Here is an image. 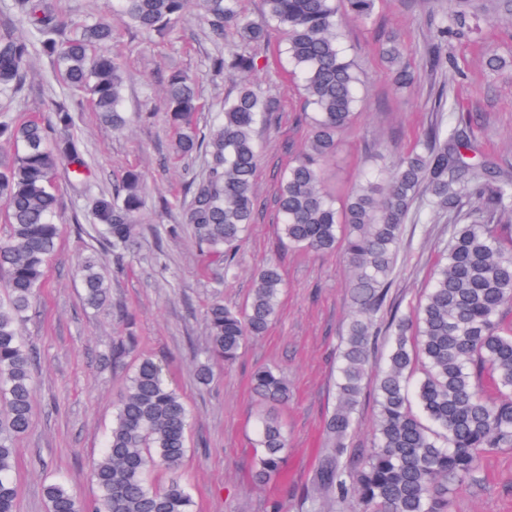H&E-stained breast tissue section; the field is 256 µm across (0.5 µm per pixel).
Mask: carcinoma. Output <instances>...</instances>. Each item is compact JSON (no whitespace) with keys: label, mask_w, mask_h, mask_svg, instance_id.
Wrapping results in <instances>:
<instances>
[{"label":"carcinoma","mask_w":512,"mask_h":512,"mask_svg":"<svg viewBox=\"0 0 512 512\" xmlns=\"http://www.w3.org/2000/svg\"><path fill=\"white\" fill-rule=\"evenodd\" d=\"M193 0H119V14L144 34L174 31ZM258 20L240 0H199L208 34L217 44L235 30L237 44L212 60L215 72H252L249 48L266 40L270 25L285 35L284 53L298 79L309 125L305 148L280 178L276 202L281 239L292 249H341L350 268L351 314L336 364V405L324 423L325 448L303 499L307 512H451L453 487L474 481L487 448L512 447V249L499 226L512 221V172L466 152L472 150L473 117L448 101V119L423 134L412 150L387 169H369L355 193L340 199L323 184V166L339 135L352 125L360 78L338 21L337 0H263ZM375 0H344L347 17L371 21ZM25 33L0 25V512H15L19 482L16 442L34 416L33 367L37 354L19 333L62 235L55 221L61 185L90 191V163L71 130L73 109L57 103L45 119L19 121L25 111L27 67L48 59L58 80L87 100L114 131L129 123L124 112L125 71L107 52L112 12L93 20L64 17L52 0H12ZM468 33L458 0H444L429 44L431 66L448 62L442 45ZM382 55L400 87L414 73L400 66L401 46L389 38ZM167 115L177 129L175 155L204 158L198 171L184 168L181 223L191 226L196 249L224 277L234 275L256 209L257 127L277 111L275 98L250 84L224 98L207 134L197 132L199 93L192 78L173 72L165 82ZM448 214L449 246L414 310L391 302L393 275L404 226L415 205ZM141 176L127 171L112 192L89 197L95 233L120 265L136 243L144 209ZM77 276L90 308L108 296L96 254L84 257ZM284 280L270 263L255 275L241 309L215 298L205 311L208 357L234 364L247 341L261 336L277 316ZM385 363L375 378L373 438L353 448L364 383L379 349ZM421 377L411 382L415 365ZM262 409L258 415L253 481L279 478L287 463L288 430L278 408L289 387L274 367L254 372ZM189 413L180 394L151 358L140 359L127 378L112 427L90 463L98 492L88 509L61 481L46 485L49 512H192L193 498L177 472L187 452ZM171 474L162 487L147 471Z\"/></svg>","instance_id":"cac0c4a2"}]
</instances>
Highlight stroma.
Returning <instances> with one entry per match:
<instances>
[{"mask_svg": "<svg viewBox=\"0 0 512 512\" xmlns=\"http://www.w3.org/2000/svg\"><path fill=\"white\" fill-rule=\"evenodd\" d=\"M471 3L482 8L479 29L450 40L446 54L453 63L444 72L425 63L441 0H376L371 24H348L346 44L365 84L354 122L325 166L326 184L337 195L354 191L376 156L392 160L417 146L421 132L438 118L434 94L443 83L458 97L461 111L477 115L474 141L480 152L512 165V15L498 11L494 0ZM391 36L403 44L416 75L411 88L395 85L382 57V44ZM283 47L281 34L271 32L268 44L255 50L257 70L246 78L276 96L279 110L270 125L256 131L258 205L239 254V273L228 279L208 266L190 227L180 222L182 165L172 156L176 131L164 110L163 77L182 69L195 78L201 103L196 123L202 132L241 80L211 72L209 58L220 47L207 36L197 12L161 38L115 25L112 50L122 55L128 76L125 109L139 118L115 132L84 104L75 114L74 132L87 146L94 190L112 189L133 168L144 177L147 203L133 252L121 267L109 270L107 300L89 309L74 268L99 243L93 230H76V217L87 211L85 198L62 192V239L23 326L37 352L36 394L34 423L16 443V512H49L44 486L53 479L66 482L86 504L95 503L97 490L86 464L99 455L128 369L143 356L162 366L190 413L188 451L178 476L192 489L194 512H270L276 499L284 501L286 512H302L322 424L335 403L334 358L350 314V272L342 253L298 252L280 242L278 180L308 135ZM493 52L504 60L495 71L484 66ZM62 94L49 62L33 57L26 85L29 115L46 117ZM161 197L169 201V211L156 208ZM447 243V214H411L391 288L401 311L416 304ZM269 263L279 266L285 280L277 319L249 341L232 367L213 364L209 384L200 385L195 369L205 358L207 303L218 297L225 305L244 306L256 270ZM126 336L135 339L130 353L120 364L106 363L113 342ZM267 364L288 378L290 400L281 414L290 452L287 482L262 487L251 479V441L260 411L251 377ZM452 512H512V448L485 452L477 481L457 490Z\"/></svg>", "mask_w": 512, "mask_h": 512, "instance_id": "obj_1", "label": "stroma"}]
</instances>
